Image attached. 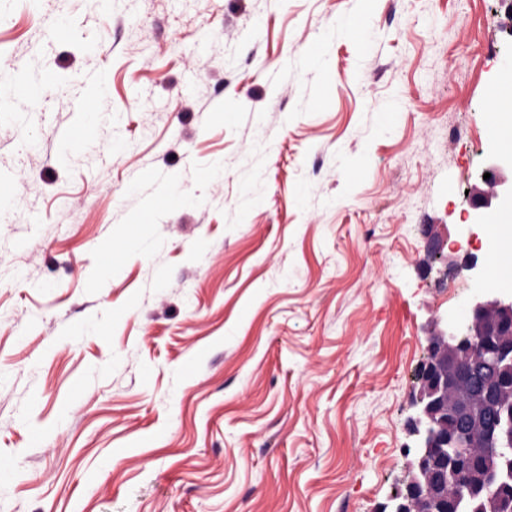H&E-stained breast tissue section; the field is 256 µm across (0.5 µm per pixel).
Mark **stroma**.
I'll use <instances>...</instances> for the list:
<instances>
[{
  "instance_id": "35a3bbf8",
  "label": "stroma",
  "mask_w": 512,
  "mask_h": 512,
  "mask_svg": "<svg viewBox=\"0 0 512 512\" xmlns=\"http://www.w3.org/2000/svg\"><path fill=\"white\" fill-rule=\"evenodd\" d=\"M504 11L0 0V512L392 507Z\"/></svg>"
}]
</instances>
